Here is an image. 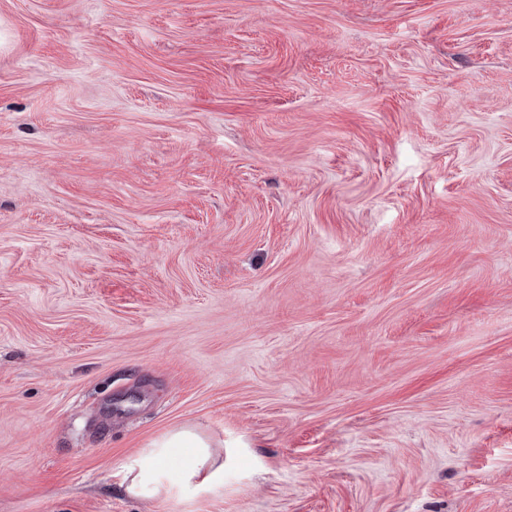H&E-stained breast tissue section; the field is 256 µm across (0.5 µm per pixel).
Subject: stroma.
Segmentation results:
<instances>
[{
  "instance_id": "obj_1",
  "label": "stroma",
  "mask_w": 512,
  "mask_h": 512,
  "mask_svg": "<svg viewBox=\"0 0 512 512\" xmlns=\"http://www.w3.org/2000/svg\"><path fill=\"white\" fill-rule=\"evenodd\" d=\"M0 512H512V0H0ZM192 426L175 427L123 465L127 492L144 498L206 495L224 485V448Z\"/></svg>"
}]
</instances>
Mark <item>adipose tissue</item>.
I'll return each instance as SVG.
<instances>
[{
  "mask_svg": "<svg viewBox=\"0 0 512 512\" xmlns=\"http://www.w3.org/2000/svg\"><path fill=\"white\" fill-rule=\"evenodd\" d=\"M127 492L144 498L208 494L224 484V454L194 427H175L123 466Z\"/></svg>",
  "mask_w": 512,
  "mask_h": 512,
  "instance_id": "obj_1",
  "label": "adipose tissue"
}]
</instances>
